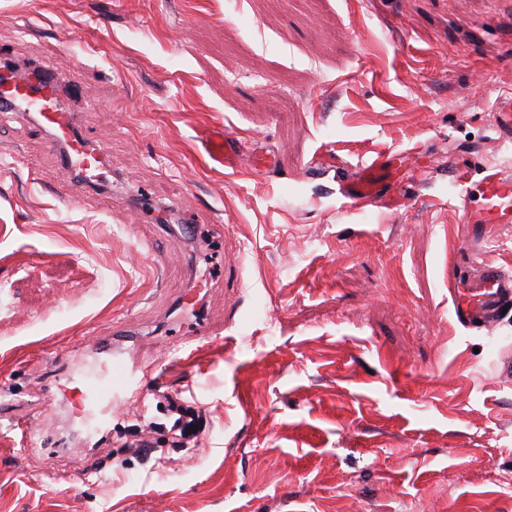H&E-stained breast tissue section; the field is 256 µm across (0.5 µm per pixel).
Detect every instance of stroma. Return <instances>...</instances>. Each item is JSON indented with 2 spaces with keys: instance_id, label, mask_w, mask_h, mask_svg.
Here are the masks:
<instances>
[{
  "instance_id": "stroma-1",
  "label": "stroma",
  "mask_w": 512,
  "mask_h": 512,
  "mask_svg": "<svg viewBox=\"0 0 512 512\" xmlns=\"http://www.w3.org/2000/svg\"><path fill=\"white\" fill-rule=\"evenodd\" d=\"M4 58L81 85L108 153L66 173L0 111V512H512V312L464 326L448 282L461 180L512 170V0H0ZM380 152L401 196L349 207ZM191 288L216 335L153 359L198 447L133 454L131 393L73 458L60 350L152 343Z\"/></svg>"
}]
</instances>
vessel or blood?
<instances>
[{
  "mask_svg": "<svg viewBox=\"0 0 512 512\" xmlns=\"http://www.w3.org/2000/svg\"><path fill=\"white\" fill-rule=\"evenodd\" d=\"M59 100L60 91L55 83L35 87L22 81L0 80V108L38 113L44 128L50 131V147H66L68 169L84 174L103 170V149L89 147L75 136L73 114L63 109ZM479 186L481 205L464 246L478 274L465 278L456 268L448 270V279L457 290L456 317L466 326L490 324L501 315L504 307L512 308V273L491 257L478 253L489 225L512 224V172L496 170L485 174ZM345 195L352 206L361 208L386 198L388 192L372 169L363 168L347 185ZM60 361L65 371L56 388L68 404L72 417L79 419L94 436L100 432V419L111 416L123 405V394L130 385L144 389L152 383L139 361L136 337L116 329L98 334L75 352L62 353Z\"/></svg>",
  "mask_w": 512,
  "mask_h": 512,
  "instance_id": "vessel-or-blood-1",
  "label": "vessel or blood"
}]
</instances>
